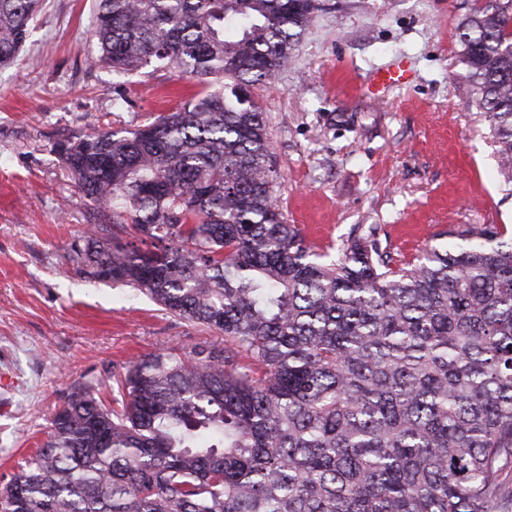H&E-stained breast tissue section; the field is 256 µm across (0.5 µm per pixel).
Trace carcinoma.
<instances>
[{
  "mask_svg": "<svg viewBox=\"0 0 512 512\" xmlns=\"http://www.w3.org/2000/svg\"><path fill=\"white\" fill-rule=\"evenodd\" d=\"M40 0H0V67ZM319 0H95L92 63L200 90L55 149L94 205L71 250L224 339L73 385L0 512H512V232L459 224L399 260L375 224L288 223L264 113ZM459 62L512 195V0H472Z\"/></svg>",
  "mask_w": 512,
  "mask_h": 512,
  "instance_id": "cac0c4a2",
  "label": "carcinoma"
}]
</instances>
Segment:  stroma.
Here are the masks:
<instances>
[{
	"label": "stroma",
	"mask_w": 512,
	"mask_h": 512,
	"mask_svg": "<svg viewBox=\"0 0 512 512\" xmlns=\"http://www.w3.org/2000/svg\"><path fill=\"white\" fill-rule=\"evenodd\" d=\"M322 3L274 84L251 89L289 223L320 245L374 224L398 258L453 224L512 225L490 127L458 62L470 0ZM92 12L93 0H43L18 62L0 68V483L41 445L72 385L219 338L133 287L84 278L70 257L91 207L56 142L135 129L197 89L160 66L115 83L90 63ZM400 58L411 82L370 94L376 72Z\"/></svg>",
	"instance_id": "stroma-1"
}]
</instances>
